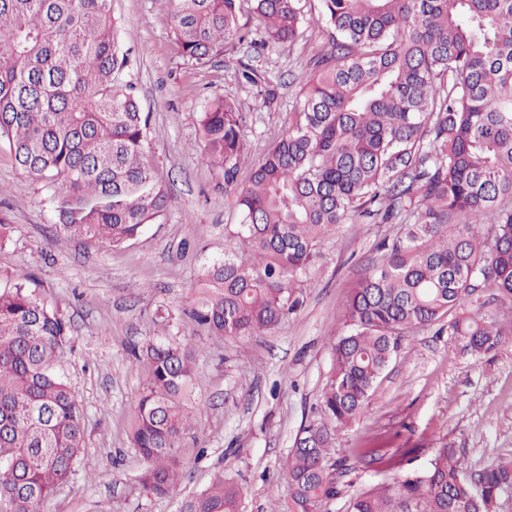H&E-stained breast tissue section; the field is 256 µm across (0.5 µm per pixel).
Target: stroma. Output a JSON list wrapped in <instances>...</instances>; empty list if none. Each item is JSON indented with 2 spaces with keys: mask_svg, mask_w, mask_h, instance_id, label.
Listing matches in <instances>:
<instances>
[{
  "mask_svg": "<svg viewBox=\"0 0 512 512\" xmlns=\"http://www.w3.org/2000/svg\"><path fill=\"white\" fill-rule=\"evenodd\" d=\"M112 14L131 59L125 78L149 116L148 154L169 194L164 215L115 247L54 235L56 190L22 174L0 146V212L13 226L0 244V286L24 276L68 322L73 343L63 372L83 410L75 473L40 512H179L183 499L220 475L243 487L240 512H284L290 489L282 462L302 428L321 418L331 343L347 332L340 311L377 260L379 242L401 227L340 225L309 272L303 309L279 328L224 339L197 329L189 312L202 274L224 256L225 225L240 221L221 171L200 160L199 114L214 97L235 101L249 156L259 159L288 128L295 77L326 48L325 23L310 16L294 41L257 53L252 44L263 34L246 9L243 37L228 38L223 56L196 66L174 52L168 0H112ZM245 64L258 69V85L242 79ZM160 332L192 336L197 349L193 428L179 444L181 480L168 496L141 484L146 464L129 431L146 381L131 350ZM445 446L471 473L512 458V335L477 358L447 323L409 333L365 411L336 433V495L321 512H351L358 494L426 473ZM365 448L397 454L399 469L362 456Z\"/></svg>",
  "mask_w": 512,
  "mask_h": 512,
  "instance_id": "obj_1",
  "label": "stroma"
}]
</instances>
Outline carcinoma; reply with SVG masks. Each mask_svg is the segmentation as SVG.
<instances>
[{
	"label": "carcinoma",
	"mask_w": 512,
	"mask_h": 512,
	"mask_svg": "<svg viewBox=\"0 0 512 512\" xmlns=\"http://www.w3.org/2000/svg\"><path fill=\"white\" fill-rule=\"evenodd\" d=\"M244 0H170L185 61L224 55ZM268 39L293 41L305 0H249ZM329 46L299 77L288 131L236 187L248 160L238 105L201 115L202 160L221 169L240 223L204 273L190 317L212 336L268 332L306 298L320 245L341 224L406 222L341 312L323 418L283 463L288 512L336 495L337 428L359 416L401 339L448 318L476 357L512 334V0H319ZM111 0H0V145L17 168L60 186L55 233L87 245L134 239L168 208L145 152L148 118L123 81ZM67 323L17 282L0 289V512H37L83 449L82 409L56 370ZM145 388L130 421L144 487L176 491V448L196 372L192 337L132 350ZM473 483L453 448L429 471L359 494L353 512H492L512 489V460ZM242 488L218 476L180 512H239Z\"/></svg>",
	"instance_id": "cac0c4a2"
}]
</instances>
